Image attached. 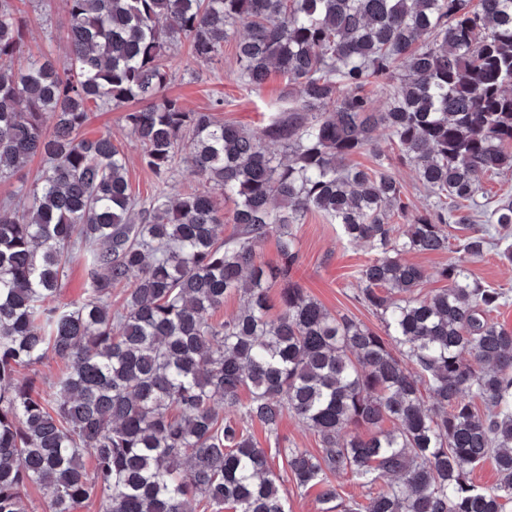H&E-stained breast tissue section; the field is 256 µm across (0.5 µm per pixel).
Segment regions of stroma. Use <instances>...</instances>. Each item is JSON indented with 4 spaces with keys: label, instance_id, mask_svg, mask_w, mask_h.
I'll use <instances>...</instances> for the list:
<instances>
[{
    "label": "stroma",
    "instance_id": "obj_1",
    "mask_svg": "<svg viewBox=\"0 0 512 512\" xmlns=\"http://www.w3.org/2000/svg\"><path fill=\"white\" fill-rule=\"evenodd\" d=\"M21 9L26 20L27 42L33 53H52L57 63L67 61L68 48L60 31L66 24L63 0H25ZM170 81L164 90L196 111L211 109L216 99L224 106L217 117L221 121L257 128L278 115L288 105V88L279 74H271L261 86L252 87L238 78L235 44L226 42L223 57L213 63L195 60L188 45L173 50L169 58ZM125 108L90 112L83 129L87 138L110 136L112 142L127 158V180L139 203L148 202L155 192V177L142 163L141 148L125 122ZM298 260L291 277L308 295L329 312L348 314L376 332H383L380 317L357 300L360 287L359 271L377 253L364 243L343 239L338 224L317 212L306 215L301 223L291 225ZM256 447L273 457L277 473H285L287 465L276 454L277 448L292 446L317 450V436L305 429L291 415H283L277 435H270L262 426L248 428Z\"/></svg>",
    "mask_w": 512,
    "mask_h": 512
}]
</instances>
